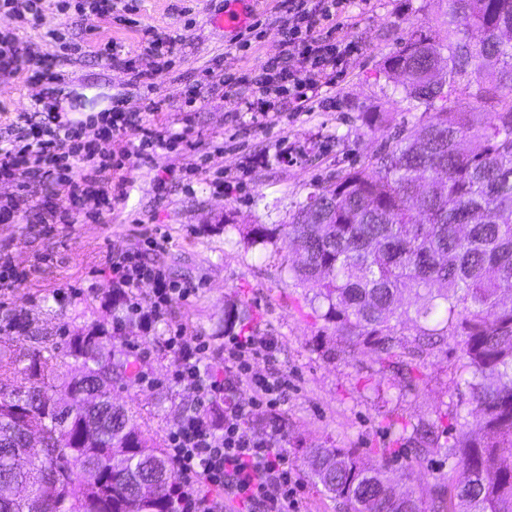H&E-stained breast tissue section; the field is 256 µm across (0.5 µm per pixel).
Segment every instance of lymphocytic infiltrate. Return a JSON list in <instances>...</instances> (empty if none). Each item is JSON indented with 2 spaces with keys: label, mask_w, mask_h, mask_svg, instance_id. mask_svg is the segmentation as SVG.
Instances as JSON below:
<instances>
[{
  "label": "lymphocytic infiltrate",
  "mask_w": 512,
  "mask_h": 512,
  "mask_svg": "<svg viewBox=\"0 0 512 512\" xmlns=\"http://www.w3.org/2000/svg\"><path fill=\"white\" fill-rule=\"evenodd\" d=\"M45 0H0V12L16 15L34 28H44L46 41L73 55H85L86 47L67 41L58 28L45 26ZM348 0H279L286 16L277 58L260 63L243 83L251 90L243 105L252 125L264 128L279 122L282 102L295 111H306L323 85L332 83L348 56L360 49L358 41L337 42L323 37L326 29L342 26ZM27 74L41 86L40 112L16 115L17 130L0 136V181L18 183L24 196L0 202V223L16 222L28 214L40 224H73L78 215L98 221L111 213L127 196L131 167L142 164L164 135L137 113L123 111L113 103L110 111L89 121L74 120L63 112L60 84L63 76L54 63L34 48L22 45L13 34H0V74ZM96 126L97 139L86 136L87 126ZM134 136V143L112 153L102 152L99 140ZM45 179L66 185L68 199L57 204L38 198L31 185ZM145 249H129L112 260V284L124 300L129 316L148 327L162 320L174 301L192 293L169 271L151 261L149 252L165 251L168 239L148 237ZM150 286L148 299L137 291ZM175 359L171 379L190 393L205 394L209 401L224 404V426L207 427L199 407L187 409L167 435L168 451L181 481L180 512H220L222 503L212 491L239 501L243 512H301L302 484L288 465V455L278 448L283 436L278 409L286 399L288 375L273 369L253 373L256 361L274 364L278 342L271 336L236 332L224 338V370L209 365L210 346L204 337L187 338L176 329L165 341ZM251 388L250 402L233 398L237 385ZM269 412L266 434L251 435L248 424L256 408Z\"/></svg>",
  "instance_id": "1"
}]
</instances>
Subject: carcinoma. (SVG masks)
I'll return each mask as SVG.
<instances>
[{"label": "carcinoma", "mask_w": 512, "mask_h": 512, "mask_svg": "<svg viewBox=\"0 0 512 512\" xmlns=\"http://www.w3.org/2000/svg\"><path fill=\"white\" fill-rule=\"evenodd\" d=\"M512 0H448V12L401 39L383 73L403 88L415 125L358 169L312 192L286 224H251L247 244L296 245L294 285L347 346L417 386L415 354L466 360L472 420L444 446L450 488L408 494L385 463L354 448H305L309 478L346 512H512ZM412 323V342L401 328ZM133 357L103 327L44 354L0 339V512H179L180 479L164 442L113 393L136 383ZM215 429L224 404L202 410ZM34 422L53 442L31 452ZM431 452V430L414 429ZM92 467L98 482L73 493Z\"/></svg>", "instance_id": "cac0c4a2"}]
</instances>
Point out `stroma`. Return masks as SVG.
<instances>
[{"label": "stroma", "mask_w": 512, "mask_h": 512, "mask_svg": "<svg viewBox=\"0 0 512 512\" xmlns=\"http://www.w3.org/2000/svg\"><path fill=\"white\" fill-rule=\"evenodd\" d=\"M130 10L112 14L109 33L132 49L145 69H157V56L143 38L145 29L181 38L172 65L157 70L153 89L130 74L108 69L91 57H57L43 38L45 28H31L0 12V33H15L22 44L56 56L68 79L60 96L70 117L84 120L122 101L126 111L146 113L151 102L164 101L153 122L165 134L191 126L196 150L155 148L152 161L131 168L125 201L102 222L61 224L51 233L42 225L21 220L0 223V250L25 276L0 292V325L11 321L61 342L92 326H112L110 256L144 246L155 231L165 232L169 245L155 259L172 276L190 285L189 299L175 302L150 333L138 323L113 335L114 348L125 338H141V370L160 378V385H133L120 390L123 403L146 410L160 409L157 431L167 435L193 397L166 384L173 360L163 350L169 330L184 327L187 337H205L214 367H221L224 316L235 309L238 328L278 341L277 369L291 385L280 415L288 464L300 479L302 512H344L342 505L319 491L303 463L306 447L353 448L365 453L390 448L388 466L403 473L400 490L416 491L433 484H451L453 465L443 453L431 454L424 467L405 474L410 449L400 438L403 429L435 426V441L445 444L460 429L459 415L473 403L456 381L464 360L456 341L447 348L427 350L417 357L421 372L415 390L383 370L372 347L339 350L332 326L314 317L302 288L296 287L283 264L291 254L287 240L276 246H248L239 227L284 224L318 186L335 181L337 172L360 167L389 138L393 124L414 122L401 87L386 81L380 68L400 38L434 14L445 11L444 0H353L348 35L361 44L328 95L332 108H313L265 130L240 125L236 100L223 89L211 88L203 74L219 60L224 76L238 77L279 55L283 20L276 0H245L247 14L262 25L250 49L237 50L236 34L210 24L211 14L229 8V0H129ZM197 104L183 112L186 90ZM41 87L26 75H0V133H6L17 112L34 110ZM369 112L390 113L392 120L368 126ZM300 151L297 162L277 160V151ZM267 153L269 163L241 171L245 157ZM166 178L169 192L159 197L157 178Z\"/></svg>", "instance_id": "1"}]
</instances>
